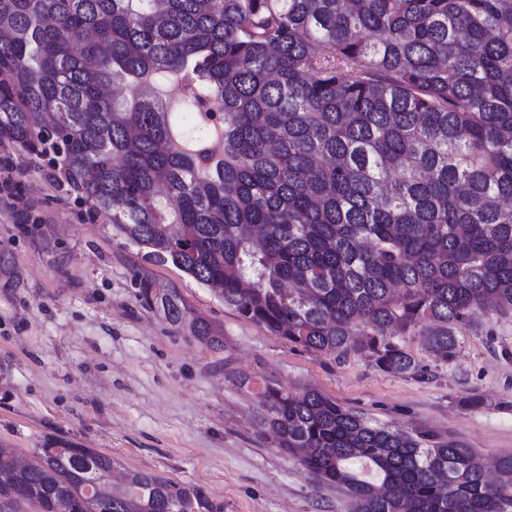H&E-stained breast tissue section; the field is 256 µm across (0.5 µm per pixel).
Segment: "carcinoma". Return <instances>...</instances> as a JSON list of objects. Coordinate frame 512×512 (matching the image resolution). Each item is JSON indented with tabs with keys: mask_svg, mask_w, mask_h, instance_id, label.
Segmentation results:
<instances>
[{
	"mask_svg": "<svg viewBox=\"0 0 512 512\" xmlns=\"http://www.w3.org/2000/svg\"><path fill=\"white\" fill-rule=\"evenodd\" d=\"M187 91L178 107L165 87ZM223 126V160L198 129ZM51 157L112 230L307 349L421 372L512 312V0H0V147ZM143 305L222 345L176 288ZM261 424L353 512H512V455L377 424L264 385ZM54 439L0 447V503L224 512Z\"/></svg>",
	"mask_w": 512,
	"mask_h": 512,
	"instance_id": "carcinoma-1",
	"label": "carcinoma"
}]
</instances>
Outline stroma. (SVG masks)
Wrapping results in <instances>:
<instances>
[{
  "mask_svg": "<svg viewBox=\"0 0 512 512\" xmlns=\"http://www.w3.org/2000/svg\"><path fill=\"white\" fill-rule=\"evenodd\" d=\"M11 196L0 198V445L33 457L54 438L110 455L115 472L151 470L223 500L224 512H353L344 489L306 471L257 422L240 372L296 393L314 388L380 424L512 454V314L460 330L448 362L420 336L403 346L411 378L356 355L304 349L240 318L170 264L145 259L90 217L50 164L0 148ZM180 289L222 346L194 339L143 306L139 283Z\"/></svg>",
  "mask_w": 512,
  "mask_h": 512,
  "instance_id": "stroma-1",
  "label": "stroma"
}]
</instances>
